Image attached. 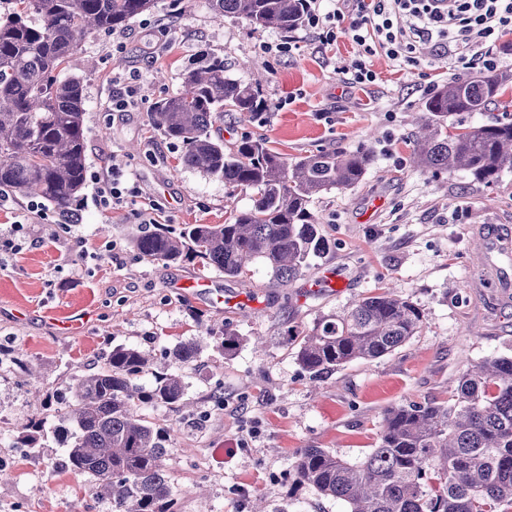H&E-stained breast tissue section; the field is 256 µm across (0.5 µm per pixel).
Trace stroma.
<instances>
[{
  "instance_id": "stroma-1",
  "label": "stroma",
  "mask_w": 512,
  "mask_h": 512,
  "mask_svg": "<svg viewBox=\"0 0 512 512\" xmlns=\"http://www.w3.org/2000/svg\"><path fill=\"white\" fill-rule=\"evenodd\" d=\"M280 38L216 16L209 0H156L127 28L87 42L75 72L85 78L89 180L74 220L62 222L47 206L29 213L27 199L15 195L0 209V412L7 417L0 454L10 459L0 512H110L107 502L84 498L85 477L63 467L52 433L60 414H43L46 432L34 448L16 447L18 430L40 415L24 386L26 364L43 392L59 394L112 346L143 347L160 362L209 323H226L242 339L233 356L213 344L177 368L186 389L166 468L180 512H250L258 497L266 512H346L342 501L309 488L289 494L298 449L360 461L387 409L448 400L466 362L512 354V262L481 254L485 236L512 234V173L488 187L410 162L412 119L429 90L470 69H449L443 57L418 67L363 58L348 38L328 48L304 28L291 51L261 50ZM206 54L223 56L229 75L258 85L272 105L254 123L225 112L212 129L225 148L247 136L291 160L316 151L371 154L358 185L314 198L310 209L332 249L288 285L257 261L243 283L198 261L140 260L129 247L142 229L134 210L177 229L230 221L251 204V191L181 167L180 144L149 120L153 105L181 92L184 71ZM360 59L375 81L344 87L343 71ZM130 85L136 108L113 111V92ZM115 166L140 191L134 206L106 208L95 199V178ZM332 267L348 287L313 292ZM199 278L211 286L194 298L181 283ZM384 286L420 309L419 332L389 355L310 382L285 328L309 331ZM57 318L82 326L67 335ZM258 337L266 343L259 355Z\"/></svg>"
}]
</instances>
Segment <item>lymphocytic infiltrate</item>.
Here are the masks:
<instances>
[{"mask_svg": "<svg viewBox=\"0 0 512 512\" xmlns=\"http://www.w3.org/2000/svg\"><path fill=\"white\" fill-rule=\"evenodd\" d=\"M305 25L325 29L328 46L347 37L363 55L412 64L421 46L449 66L494 72L499 35L512 29V0H307Z\"/></svg>", "mask_w": 512, "mask_h": 512, "instance_id": "obj_1", "label": "lymphocytic infiltrate"}]
</instances>
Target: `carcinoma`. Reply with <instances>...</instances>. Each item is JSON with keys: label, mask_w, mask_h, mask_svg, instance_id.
Masks as SVG:
<instances>
[{"label": "carcinoma", "mask_w": 512, "mask_h": 512, "mask_svg": "<svg viewBox=\"0 0 512 512\" xmlns=\"http://www.w3.org/2000/svg\"><path fill=\"white\" fill-rule=\"evenodd\" d=\"M0 21V189L50 206L64 221L74 216L86 184L85 79L70 72L87 40L101 30L123 29L152 11L155 0H10ZM219 16L246 20L253 29L288 34L305 19L306 0H209ZM512 74L479 72L451 80L423 105L412 134L411 162L425 171L462 172L486 185L512 172V123L498 118L463 131L448 120L483 112ZM184 89L157 102L149 118L183 146L179 164L254 192L252 204L228 224H187L133 236L130 248L147 261L198 259L231 278L254 261L274 281L295 280L329 241L310 211L314 196L348 189L367 171L366 150L322 152L290 161L260 139L246 137L233 150L212 135L224 110L250 121L268 109L257 87L227 74L224 59L208 55L183 73ZM423 323L410 301L384 289L359 300L347 313L324 318L310 332L289 333L296 357L316 381L356 360L382 358L414 336ZM206 337L224 354L241 344L221 323ZM195 338L168 354L175 364L195 361ZM182 377L153 368L149 350L117 345L91 372L73 377L57 430L65 466L94 481L96 498L111 512H178L165 461L177 422L157 426L145 406L172 412L183 407ZM43 419L16 436L32 448ZM292 486L312 488L343 501L347 512H512V355L469 364L448 403L409 401L388 409L375 448L348 462L323 448H302Z\"/></svg>", "instance_id": "carcinoma-1"}]
</instances>
